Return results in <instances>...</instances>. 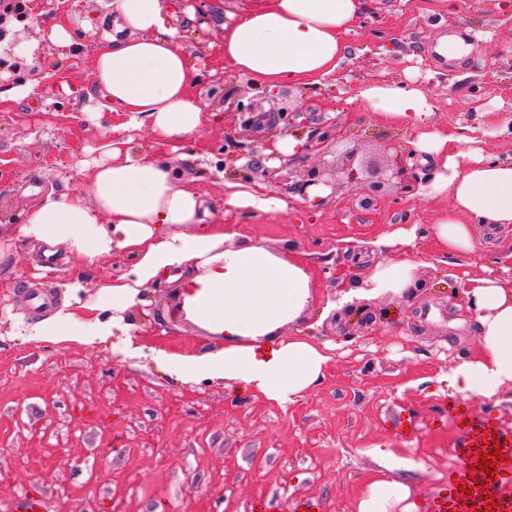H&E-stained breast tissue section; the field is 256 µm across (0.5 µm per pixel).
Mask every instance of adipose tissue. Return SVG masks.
<instances>
[{"instance_id":"obj_1","label":"adipose tissue","mask_w":512,"mask_h":512,"mask_svg":"<svg viewBox=\"0 0 512 512\" xmlns=\"http://www.w3.org/2000/svg\"><path fill=\"white\" fill-rule=\"evenodd\" d=\"M362 8L363 0H252L245 13L223 25L224 69L258 88L318 84L345 57L344 36ZM177 12L175 0H112L113 34L92 69L109 111L124 114L128 126L149 125L179 150L196 140L211 115L196 91L201 70L176 45ZM357 98L363 110L391 127L414 131V153L424 170L421 193L452 202L432 226L449 252L473 251L481 228L512 224V160L463 147L460 136L428 125L431 106L414 86L367 83ZM226 203L256 213L287 207L257 180L228 184ZM17 236L42 247L45 256L64 246L89 264L115 250L127 252L131 263L107 287L117 312L133 306L151 284L179 282L186 316L222 336L224 346L160 356V367L176 380H218L284 405L325 375L331 360L326 347L306 336L281 337L312 304L314 284L306 267L295 255L259 243L226 246L228 232L215 225L206 201L183 186L177 170L132 155L123 142L104 145L87 194H49ZM415 269L409 259L376 264L343 298L403 295ZM464 295L481 349L451 370L448 391L492 397L512 388V288L492 278L471 279ZM117 326L61 309L35 333L53 343L91 344L112 336ZM372 454L384 472L364 484L357 512H417L410 485L395 475L394 450L376 448Z\"/></svg>"}]
</instances>
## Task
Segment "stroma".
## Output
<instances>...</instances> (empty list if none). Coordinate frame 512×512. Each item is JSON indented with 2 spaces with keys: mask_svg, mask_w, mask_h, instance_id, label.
<instances>
[{
  "mask_svg": "<svg viewBox=\"0 0 512 512\" xmlns=\"http://www.w3.org/2000/svg\"><path fill=\"white\" fill-rule=\"evenodd\" d=\"M110 2L31 0L28 13L0 28V245L8 249L0 261V512H22L34 491L44 512H249L256 500L269 512H297L305 499L320 512H355L363 484L381 469L370 454L377 447L413 462L402 476L424 503L462 457L448 414L454 400L440 381L479 349L463 288L488 274L512 286V260L498 248L512 246V226L488 230L473 252L451 256L429 234L447 200L417 190L392 185L366 205L363 187L340 185L316 203L289 191L276 172L266 182L287 210L254 214L225 204L226 184L253 177L264 144L285 130L303 137L334 129L324 153L289 160L329 181L352 146L378 164L409 156L413 132L381 125L356 99L363 84L407 79L432 103L433 126L511 160L512 0H363L335 76L314 89L286 83L264 93L225 72L220 19L202 0H179L197 19L178 43L199 59L198 91L216 118L184 152L146 126L131 131L130 147L177 168L238 242L289 246L305 261L317 296L283 334L312 337L333 352L321 383L286 405L220 381L185 384L161 370L156 351L224 345L181 313L183 296L172 284L149 286L124 314L142 349L137 358L120 353L118 331L89 345L32 334L65 304L82 317L95 305L96 317L111 320L103 289L131 262L116 251L89 266L63 249L38 270L31 244L16 237L50 190H86L94 149L119 134L124 117L102 109L90 67L105 34L83 30L88 17L109 13ZM56 23L73 42L50 40ZM450 34L471 43L468 55L444 61L431 53V42ZM226 87L254 113L286 109L288 122L269 119L254 130L223 105L218 92ZM484 112L495 113L504 132L485 134ZM397 224L419 225L425 235L411 247L370 249ZM403 258L417 265L404 297L353 298L340 325L323 316L361 262Z\"/></svg>",
  "mask_w": 512,
  "mask_h": 512,
  "instance_id": "obj_1",
  "label": "stroma"
}]
</instances>
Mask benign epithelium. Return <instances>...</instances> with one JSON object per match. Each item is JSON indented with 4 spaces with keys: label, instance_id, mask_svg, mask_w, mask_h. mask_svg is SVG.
I'll use <instances>...</instances> for the list:
<instances>
[{
    "label": "benign epithelium",
    "instance_id": "7a95c632",
    "mask_svg": "<svg viewBox=\"0 0 512 512\" xmlns=\"http://www.w3.org/2000/svg\"><path fill=\"white\" fill-rule=\"evenodd\" d=\"M358 149L353 147L346 150L344 161L338 169L340 179L350 185H363L366 187L364 203L369 204L384 187L394 182L405 192L413 189V172L406 163L399 161L394 165L379 166L367 161H357ZM321 181L320 171L316 169L295 170L292 180L288 182L289 188L301 194Z\"/></svg>",
    "mask_w": 512,
    "mask_h": 512
}]
</instances>
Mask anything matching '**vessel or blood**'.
Here are the masks:
<instances>
[{"label":"vessel or blood","mask_w":512,"mask_h":512,"mask_svg":"<svg viewBox=\"0 0 512 512\" xmlns=\"http://www.w3.org/2000/svg\"><path fill=\"white\" fill-rule=\"evenodd\" d=\"M450 415L465 440L462 462L450 467L449 479L425 501L423 512H512V462L501 465L495 481L477 467L483 451L512 447V433L504 431L495 419L474 417L468 405L455 404ZM471 492H463V485ZM498 508H491V500Z\"/></svg>","instance_id":"vessel-or-blood-1"}]
</instances>
